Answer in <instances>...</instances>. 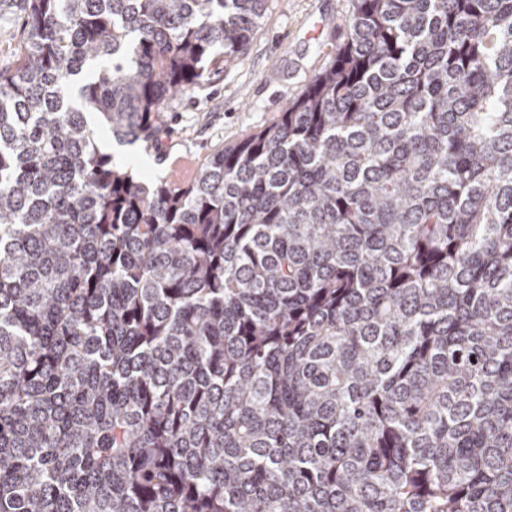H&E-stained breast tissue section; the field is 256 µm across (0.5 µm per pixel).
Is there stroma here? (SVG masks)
<instances>
[{
	"mask_svg": "<svg viewBox=\"0 0 512 512\" xmlns=\"http://www.w3.org/2000/svg\"><path fill=\"white\" fill-rule=\"evenodd\" d=\"M350 14L351 0H265L245 53L210 65L190 94L171 100L153 144L123 146L140 159L138 180L189 185L213 152L273 124L327 65ZM23 16V0H0V70L20 60Z\"/></svg>",
	"mask_w": 512,
	"mask_h": 512,
	"instance_id": "obj_1",
	"label": "stroma"
}]
</instances>
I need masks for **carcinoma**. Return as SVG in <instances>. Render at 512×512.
<instances>
[{"mask_svg":"<svg viewBox=\"0 0 512 512\" xmlns=\"http://www.w3.org/2000/svg\"><path fill=\"white\" fill-rule=\"evenodd\" d=\"M0 71V512H512V0H352L188 187L113 163L264 0H25Z\"/></svg>","mask_w":512,"mask_h":512,"instance_id":"obj_1","label":"carcinoma"}]
</instances>
